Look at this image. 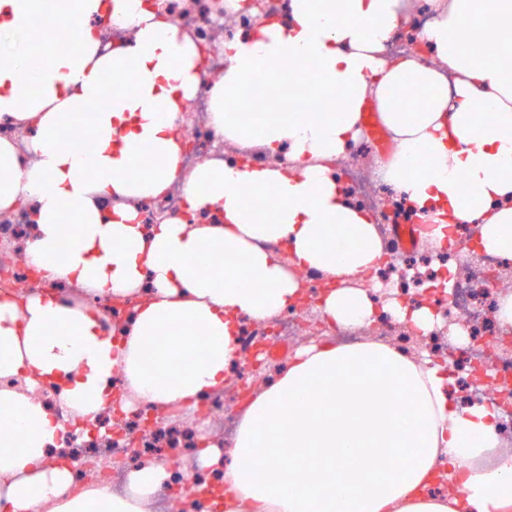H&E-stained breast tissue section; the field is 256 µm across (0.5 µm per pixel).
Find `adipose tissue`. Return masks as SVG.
<instances>
[{"label": "adipose tissue", "instance_id": "adipose-tissue-1", "mask_svg": "<svg viewBox=\"0 0 512 512\" xmlns=\"http://www.w3.org/2000/svg\"><path fill=\"white\" fill-rule=\"evenodd\" d=\"M433 10L423 53L395 58L386 48L410 24L409 0H291L287 21L272 13L238 34L209 87L212 126L238 155L185 175L177 122L200 86L193 39L147 0H0V122L26 132L30 155L21 161L0 139V215L29 206L25 255L52 284L0 300L5 512H151L171 461L132 469L121 494L74 490L53 401L102 424L119 370L136 404L195 411L238 363L242 319L297 305L302 272L321 279L316 307L329 326L386 313L424 335L440 328L428 300L380 306L367 282L388 246L336 171L362 135L366 102L393 144L381 179L426 223L476 226L474 254L512 256V0H434ZM105 18L129 30L108 52L95 28ZM476 37L490 45L485 58L469 51ZM258 77L270 104L247 121L236 103ZM305 95L328 98V111H296ZM82 139L91 150L78 149ZM179 176L189 210L218 223L139 222L141 204ZM216 253L223 275L203 274ZM62 284L136 304L115 325ZM188 336L198 339L190 352ZM308 389L326 398L320 411L297 402ZM497 415L460 398L439 357L378 337L314 343L255 385L230 441L204 438L202 484L221 494L184 508L512 512Z\"/></svg>", "mask_w": 512, "mask_h": 512}]
</instances>
